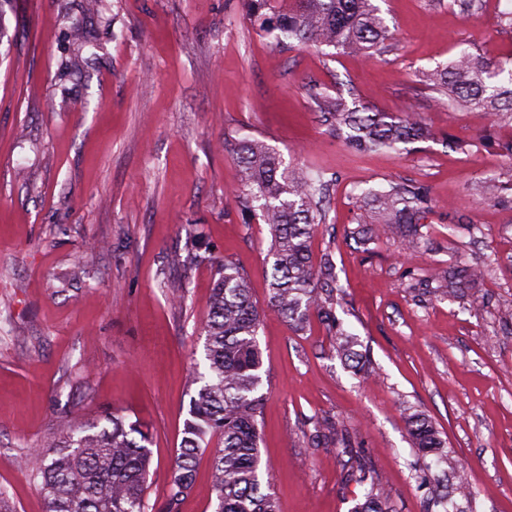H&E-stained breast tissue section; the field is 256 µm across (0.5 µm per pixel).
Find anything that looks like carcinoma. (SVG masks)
Returning <instances> with one entry per match:
<instances>
[{
  "mask_svg": "<svg viewBox=\"0 0 512 512\" xmlns=\"http://www.w3.org/2000/svg\"><path fill=\"white\" fill-rule=\"evenodd\" d=\"M244 2L250 21L278 44L287 40L365 58L393 49L394 34L374 0ZM416 82L447 97L456 108H479L495 121L512 117V67L501 60L464 49L448 64L418 71ZM310 97L330 133L359 155L384 149L408 151L413 144L434 139L428 127L408 113L376 112L340 93L332 96L316 88ZM232 152L241 169L235 199L244 223L257 219L270 227L267 309L298 331L317 315L334 337L336 356L353 375H375L367 354L356 350L355 337L336 317L331 260L319 267L312 262L314 230L327 222L324 173L283 166L280 157L258 139H237ZM507 188L492 177L477 182L473 190L484 202L498 203ZM366 195L372 197L376 218L358 231L359 243L365 246L399 235L407 247L415 246L430 209L427 189L395 185ZM488 273L486 266H450L436 279L445 283L442 293L456 296ZM263 316L244 273L230 261L220 264L203 321L207 372L192 379L195 391L181 446L171 463L164 512H179L193 488L197 460L207 452L214 472V512H279L270 482L263 481L259 448L264 394L257 335ZM405 422L413 447L440 462L448 457L439 431L424 414H409ZM322 429L338 437L349 456L345 482L364 487L363 499L351 512H390L382 477L371 460L338 435L337 427L326 424ZM149 445L138 423L115 413L89 419L75 407L26 455V463L46 501V512H148Z\"/></svg>",
  "mask_w": 512,
  "mask_h": 512,
  "instance_id": "1",
  "label": "carcinoma"
}]
</instances>
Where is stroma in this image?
I'll return each instance as SVG.
<instances>
[{"label": "stroma", "instance_id": "stroma-1", "mask_svg": "<svg viewBox=\"0 0 512 512\" xmlns=\"http://www.w3.org/2000/svg\"><path fill=\"white\" fill-rule=\"evenodd\" d=\"M377 4L396 45L370 60L275 44L243 0H102L96 18L81 0L0 7V488L17 512H45L24 458L77 406L150 433L148 500L162 506L191 376L206 369L201 322L218 265L236 263L256 304L267 301L269 227L243 222L224 148L243 137L335 175L313 259L331 255L336 315L377 370L354 377L319 319L297 333L266 313L260 448L280 512H350L362 494L343 483L339 445H313L324 419L370 457L393 512H438L443 466L412 448L410 408L467 474L465 512H512V190L494 206L471 191L491 176L512 181V156L497 147L512 122L452 108L414 77L464 48L505 59L512 32L446 0ZM73 22L90 45L69 69ZM312 84L416 114L435 137L358 156L320 122ZM404 182L435 202L418 247L396 236L360 245L373 219L364 192ZM476 262L491 273L442 294L435 273Z\"/></svg>", "mask_w": 512, "mask_h": 512}]
</instances>
